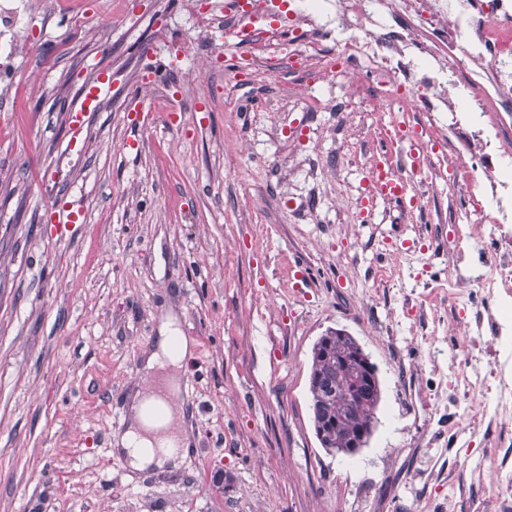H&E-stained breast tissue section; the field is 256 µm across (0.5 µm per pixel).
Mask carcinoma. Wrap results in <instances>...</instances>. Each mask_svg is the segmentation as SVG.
I'll use <instances>...</instances> for the list:
<instances>
[{
    "instance_id": "obj_1",
    "label": "carcinoma",
    "mask_w": 512,
    "mask_h": 512,
    "mask_svg": "<svg viewBox=\"0 0 512 512\" xmlns=\"http://www.w3.org/2000/svg\"><path fill=\"white\" fill-rule=\"evenodd\" d=\"M355 344L346 336H326L312 348L309 393L316 436L326 447L344 451L374 419L369 406L352 400V383L365 375L355 360Z\"/></svg>"
}]
</instances>
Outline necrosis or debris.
Masks as SVG:
<instances>
[{
    "label": "necrosis or debris",
    "mask_w": 512,
    "mask_h": 512,
    "mask_svg": "<svg viewBox=\"0 0 512 512\" xmlns=\"http://www.w3.org/2000/svg\"><path fill=\"white\" fill-rule=\"evenodd\" d=\"M296 21L310 37L333 43L322 67L347 74L366 60L371 81L363 93L370 104H390L399 112H455L461 107L449 86L462 87L477 111L512 115V0H336V25L318 24L309 14ZM254 61L274 72L283 63L304 65L308 56L292 44L276 43L273 32L255 36ZM467 66H460V59ZM484 145L449 149L448 171L482 173L490 202L474 207L466 239L449 238L448 252L458 272L449 281L448 300L464 299L470 288L483 298L461 338L463 360L454 388L462 399L473 433L493 439L500 462L485 486L481 512H512V354H504L502 332L512 322V308L503 309L502 295L512 296V175L480 171L477 157ZM492 225L497 240L485 251L475 275L462 274L466 263L463 241L480 240L483 225Z\"/></svg>",
    "instance_id": "4bbe7bcc"
}]
</instances>
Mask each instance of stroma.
I'll list each match as a JSON object with an SVG mask.
<instances>
[{
    "mask_svg": "<svg viewBox=\"0 0 512 512\" xmlns=\"http://www.w3.org/2000/svg\"><path fill=\"white\" fill-rule=\"evenodd\" d=\"M25 2L0 73V512H474L470 460L486 446L448 424L464 333L448 237L482 186L418 180L419 210L380 201L357 223L388 106L305 111L307 86L327 81L315 64L238 73L249 48L209 35L223 0ZM101 70L111 87L75 133ZM434 118L457 144L497 122ZM55 202L84 213L64 238ZM171 313L193 346L194 444L134 474L112 441ZM330 328L358 340L380 383L353 457L313 429L311 349ZM451 455L466 496L453 510Z\"/></svg>",
    "mask_w": 512,
    "mask_h": 512,
    "instance_id": "stroma-1",
    "label": "stroma"
}]
</instances>
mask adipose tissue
Listing matches in <instances>:
<instances>
[{"label":"adipose tissue","mask_w":512,"mask_h":512,"mask_svg":"<svg viewBox=\"0 0 512 512\" xmlns=\"http://www.w3.org/2000/svg\"><path fill=\"white\" fill-rule=\"evenodd\" d=\"M192 355L191 345L178 334L175 316H168L143 359L145 384L127 395L125 429L114 441L116 454L131 472L161 467L188 454L193 440L181 387Z\"/></svg>","instance_id":"ef3b65f1"}]
</instances>
